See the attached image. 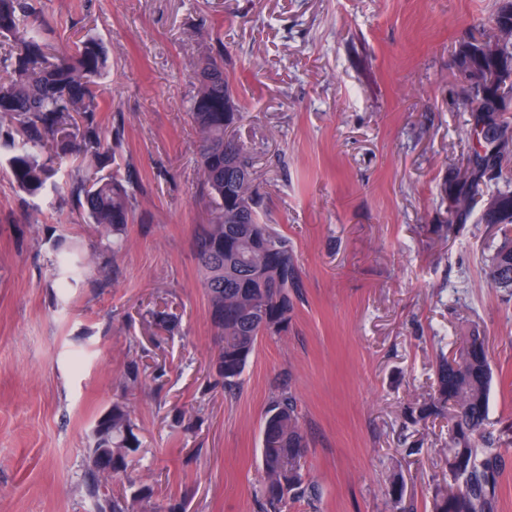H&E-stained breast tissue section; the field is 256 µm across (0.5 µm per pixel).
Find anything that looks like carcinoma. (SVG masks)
I'll return each mask as SVG.
<instances>
[{"instance_id":"obj_1","label":"carcinoma","mask_w":512,"mask_h":512,"mask_svg":"<svg viewBox=\"0 0 512 512\" xmlns=\"http://www.w3.org/2000/svg\"><path fill=\"white\" fill-rule=\"evenodd\" d=\"M494 34L469 40L456 51L466 76H481L469 85L467 98L482 114L474 131L484 147L489 134L512 143V0H502L492 18ZM39 0H0V147L9 151L3 172L30 196L45 192L55 165L66 156L89 159L94 167L78 178V199L101 234L121 246L126 224L134 218V190L119 171L101 174L112 164V151L99 123L103 111L98 82L107 56L94 36L80 39L73 53L58 56L43 35ZM197 91L189 112L195 124L202 187L210 199L207 223L198 227L194 256L202 276L203 295L219 338L212 363L232 394L249 359L265 336L288 329L294 311L289 295L301 287L300 271L288 240L268 230L258 211L253 159L230 130L243 119L233 85L224 71V50L193 62ZM475 164L450 180L448 223L467 218L484 187L494 184L485 224L499 225L500 242L486 260L493 288L512 293V178L503 173L505 156L474 154ZM455 351L439 357L434 389L407 409L418 423L448 414L446 473L436 485L431 512H493L497 477L504 456L483 431L493 383L486 339L476 327L456 337ZM112 449V473L91 471L95 512H133V500L146 491L115 495L112 483L127 477L141 452L127 407L119 402L101 416L88 448L91 455ZM308 441L296 395L282 389L270 401L261 428L265 472L263 495L273 512L288 500L319 497L306 482L303 458Z\"/></svg>"}]
</instances>
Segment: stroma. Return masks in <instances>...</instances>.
Returning <instances> with one entry per match:
<instances>
[{
	"instance_id": "stroma-1",
	"label": "stroma",
	"mask_w": 512,
	"mask_h": 512,
	"mask_svg": "<svg viewBox=\"0 0 512 512\" xmlns=\"http://www.w3.org/2000/svg\"><path fill=\"white\" fill-rule=\"evenodd\" d=\"M41 4L54 51L89 32L108 50L99 120L137 211L115 252L67 189L74 158L37 197L0 173V512H92L91 432L117 401L142 443L128 477L150 489L135 512H263L260 425L283 387L322 492L283 512H429L448 418L411 425L405 409L475 324L494 372L486 430L506 459L494 512H512V299L485 279L499 235L476 211L448 221V181L468 165L477 120L455 51L491 34L500 0ZM218 49L263 219L302 279L287 331L262 338L233 396L211 366L193 256L208 215L191 64Z\"/></svg>"
}]
</instances>
